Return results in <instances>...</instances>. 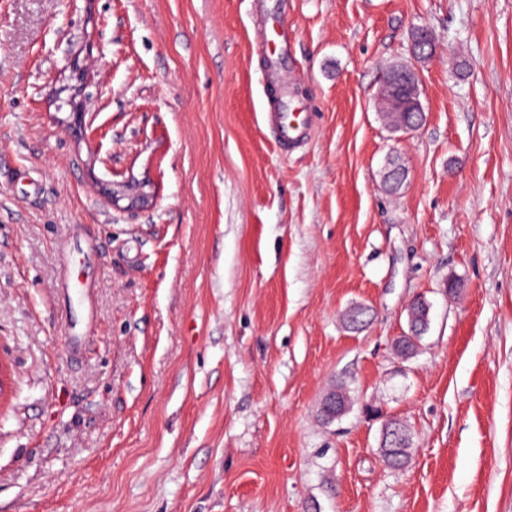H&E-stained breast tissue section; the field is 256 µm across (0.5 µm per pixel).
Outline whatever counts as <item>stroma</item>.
I'll use <instances>...</instances> for the list:
<instances>
[{
  "mask_svg": "<svg viewBox=\"0 0 512 512\" xmlns=\"http://www.w3.org/2000/svg\"><path fill=\"white\" fill-rule=\"evenodd\" d=\"M0 347V512H512V0H0ZM419 85L418 72L403 64L388 72L379 94L392 112H408L411 106L418 104ZM267 122L277 132L276 144L281 148L294 150L299 148L307 138L310 126L307 115L295 120L293 112H267ZM145 187L144 183L131 178L120 184H113L107 195L112 202L118 201L119 198H126L131 207L143 206L152 197L151 193L144 190ZM386 424L398 429L400 436L382 437L380 452L384 462L390 468L400 470L406 467L411 459L413 450L411 436L406 426L398 419H390Z\"/></svg>",
  "mask_w": 512,
  "mask_h": 512,
  "instance_id": "35a3bbf8",
  "label": "stroma"
}]
</instances>
